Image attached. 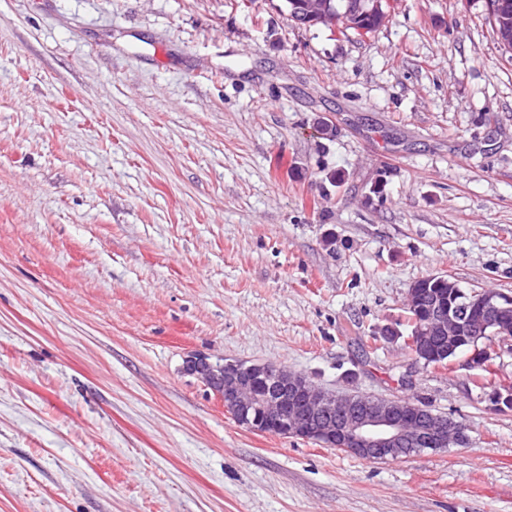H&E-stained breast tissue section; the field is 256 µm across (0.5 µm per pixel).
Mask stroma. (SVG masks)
I'll return each mask as SVG.
<instances>
[{"label": "stroma", "mask_w": 512, "mask_h": 512, "mask_svg": "<svg viewBox=\"0 0 512 512\" xmlns=\"http://www.w3.org/2000/svg\"><path fill=\"white\" fill-rule=\"evenodd\" d=\"M441 272L512 293L488 0H395L364 37L285 0H0V512H512L486 372L382 334ZM195 352L418 400L470 443L257 435Z\"/></svg>", "instance_id": "35a3bbf8"}]
</instances>
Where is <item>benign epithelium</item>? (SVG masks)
I'll use <instances>...</instances> for the list:
<instances>
[{"instance_id": "1", "label": "benign epithelium", "mask_w": 512, "mask_h": 512, "mask_svg": "<svg viewBox=\"0 0 512 512\" xmlns=\"http://www.w3.org/2000/svg\"><path fill=\"white\" fill-rule=\"evenodd\" d=\"M326 13L324 0L300 3L299 19L306 24ZM366 14L380 25L389 18L382 0H345L336 17ZM431 282L448 284V303L428 287ZM405 307L415 312L419 323L404 342L422 367L452 365L464 353L467 368L488 370L501 346L512 341V294L465 292L447 276L432 274L410 285ZM183 371L213 391L224 402V411L254 433L278 432L375 461L402 460L469 441L466 429L450 415L410 401L336 394L273 363L243 367L191 354L184 359ZM488 400L498 410L512 409V385H497Z\"/></svg>"}]
</instances>
